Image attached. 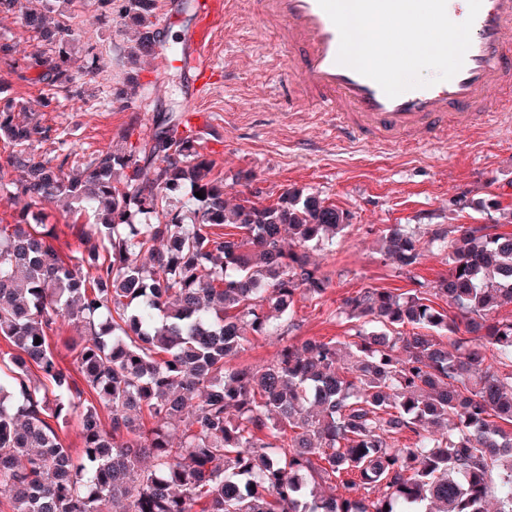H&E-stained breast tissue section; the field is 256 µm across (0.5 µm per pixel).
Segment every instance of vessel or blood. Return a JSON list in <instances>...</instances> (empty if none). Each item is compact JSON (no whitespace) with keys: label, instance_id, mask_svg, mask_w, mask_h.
Masks as SVG:
<instances>
[{"label":"vessel or blood","instance_id":"b4317fda","mask_svg":"<svg viewBox=\"0 0 512 512\" xmlns=\"http://www.w3.org/2000/svg\"><path fill=\"white\" fill-rule=\"evenodd\" d=\"M190 49L180 64L206 89L213 64L206 55L222 0H195ZM258 17L277 45L299 51L293 67V98L338 121L352 140L416 144L436 140L447 126L485 127L490 117L512 110V0H482L461 70L450 80L390 98L373 80L338 64L340 36L318 0H258Z\"/></svg>","mask_w":512,"mask_h":512}]
</instances>
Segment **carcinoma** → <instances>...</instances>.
<instances>
[{
    "label": "carcinoma",
    "mask_w": 512,
    "mask_h": 512,
    "mask_svg": "<svg viewBox=\"0 0 512 512\" xmlns=\"http://www.w3.org/2000/svg\"><path fill=\"white\" fill-rule=\"evenodd\" d=\"M156 9L127 0L140 53L154 52ZM25 23L54 52L43 80L70 89L69 28ZM184 116L67 171L34 148L50 128L0 106V175L19 169L17 195L90 218L72 224L68 259L44 215L0 223V509L490 512L494 498L512 512V320L495 317L512 304V233L462 225L444 243L434 291L453 315L419 288H365L344 301L349 342L298 345L285 339L296 295L329 286L308 249L350 213L303 190L230 201ZM384 249L403 269L420 256L401 224ZM67 322L89 333L72 344L79 382L52 347ZM273 335L268 364H234L247 337ZM72 415L78 451L60 434Z\"/></svg>",
    "instance_id": "cac0c4a2"
}]
</instances>
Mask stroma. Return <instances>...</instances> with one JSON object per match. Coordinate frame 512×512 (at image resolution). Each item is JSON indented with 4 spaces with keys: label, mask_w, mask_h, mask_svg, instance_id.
<instances>
[{
    "label": "stroma",
    "mask_w": 512,
    "mask_h": 512,
    "mask_svg": "<svg viewBox=\"0 0 512 512\" xmlns=\"http://www.w3.org/2000/svg\"><path fill=\"white\" fill-rule=\"evenodd\" d=\"M193 0H158L159 49L131 60L138 34L123 10L125 0L102 9L98 0H22L0 16V41L14 44L21 68L0 61V98L31 111L51 129L39 153L51 162L68 157L87 163L122 139L149 142L158 113H201L207 134L203 153L214 159L233 193L259 192L273 202L288 189L318 193L351 214L335 249H317L313 259L330 279L322 299L299 296L295 342L348 340L352 325L344 299L365 288L401 292L432 289L448 274V253L431 245L434 231L456 237L460 225L490 224L497 206H512V114L494 118L486 132L448 131L416 148L347 141L337 137L332 116L295 108L289 95L288 54L272 32L261 28L253 0H233L227 25L217 28L209 47L219 69L214 84L198 94L171 48L182 46L193 24ZM46 11L72 32L74 94L57 93L51 107L40 105L45 59L50 51L23 25L29 11ZM139 87L131 100H114L129 78ZM255 176L237 183L238 172ZM393 224L404 225L422 244L417 264L404 270L380 249Z\"/></svg>",
    "instance_id": "35a3bbf8"
}]
</instances>
